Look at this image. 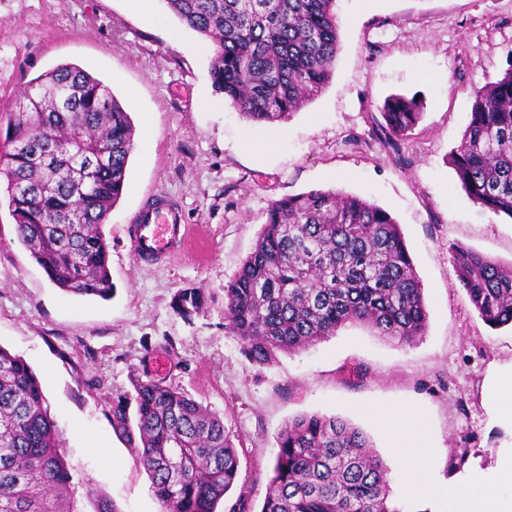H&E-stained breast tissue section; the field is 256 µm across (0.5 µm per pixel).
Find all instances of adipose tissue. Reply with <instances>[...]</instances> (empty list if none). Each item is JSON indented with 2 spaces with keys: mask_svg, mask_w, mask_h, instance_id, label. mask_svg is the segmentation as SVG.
<instances>
[{
  "mask_svg": "<svg viewBox=\"0 0 512 512\" xmlns=\"http://www.w3.org/2000/svg\"><path fill=\"white\" fill-rule=\"evenodd\" d=\"M486 401L492 424L512 427V367L490 371ZM408 489L434 498L446 497L448 512H512V449L500 454L491 474L474 472L444 488L423 477L410 481Z\"/></svg>",
  "mask_w": 512,
  "mask_h": 512,
  "instance_id": "obj_1",
  "label": "adipose tissue"
}]
</instances>
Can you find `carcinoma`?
<instances>
[{
  "instance_id": "cac0c4a2",
  "label": "carcinoma",
  "mask_w": 512,
  "mask_h": 512,
  "mask_svg": "<svg viewBox=\"0 0 512 512\" xmlns=\"http://www.w3.org/2000/svg\"><path fill=\"white\" fill-rule=\"evenodd\" d=\"M215 44V90L250 123L284 120L327 86L338 52L336 0H164ZM417 96L389 97L385 143L397 148L421 119ZM7 122L0 174L14 183L8 209L19 242L59 289L112 294L102 230L126 187L134 128L111 89L61 64L40 75ZM451 162L466 193L512 219V67L473 91L470 120ZM457 280L485 324L512 325V263L462 243L449 247ZM200 288L173 308L190 320ZM224 320L247 359L273 362L359 323L410 344L426 332L423 288L389 212L362 197L311 189L274 201L252 251L224 285ZM113 405L124 426L136 404L139 457L160 512H216L239 476L224 420L185 392L137 378ZM61 452L42 383L0 346V512H79V483ZM389 469L368 436L340 416L303 413L277 434L260 512H400Z\"/></svg>"
}]
</instances>
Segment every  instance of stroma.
<instances>
[{
  "instance_id": "obj_1",
  "label": "stroma",
  "mask_w": 512,
  "mask_h": 512,
  "mask_svg": "<svg viewBox=\"0 0 512 512\" xmlns=\"http://www.w3.org/2000/svg\"><path fill=\"white\" fill-rule=\"evenodd\" d=\"M339 49L323 92L288 120L253 124L209 76L214 44L184 28L161 0H0V113L30 82L74 64L126 107L136 145L127 183L103 232L114 293L81 297L52 284L18 241L0 178V346L40 378L75 474L117 512H159L138 448L114 399L150 375L224 420L240 475L218 508L239 496L261 505L276 436L302 413L337 415L370 438L390 469L403 512H444L410 495L386 411L407 408L409 448H424L438 485L494 465L512 430L491 425V368L512 364V327L485 325L458 283L448 246L512 262V219L476 204L449 161L470 119V93L512 66V0H336ZM416 94L423 115L399 149L378 124L384 100ZM314 188L366 198L399 224L423 284L424 336L399 344L352 324L306 350L250 362L224 327V286L252 250L271 203ZM173 201L188 246L150 265L130 254L135 217ZM204 289V313L185 320L174 294ZM366 368L353 382L346 372Z\"/></svg>"
}]
</instances>
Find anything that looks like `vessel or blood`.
Returning a JSON list of instances; mask_svg holds the SVG:
<instances>
[{"instance_id": "obj_1", "label": "vessel or blood", "mask_w": 512, "mask_h": 512, "mask_svg": "<svg viewBox=\"0 0 512 512\" xmlns=\"http://www.w3.org/2000/svg\"><path fill=\"white\" fill-rule=\"evenodd\" d=\"M190 238L191 231L183 224L178 207L163 201L140 213L131 252L136 261L153 264L186 246Z\"/></svg>"}]
</instances>
